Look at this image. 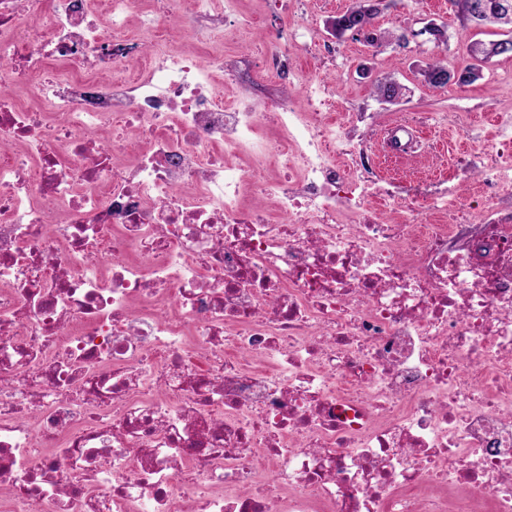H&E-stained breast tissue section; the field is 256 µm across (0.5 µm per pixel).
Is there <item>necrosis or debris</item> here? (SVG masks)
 <instances>
[{
    "mask_svg": "<svg viewBox=\"0 0 512 512\" xmlns=\"http://www.w3.org/2000/svg\"><path fill=\"white\" fill-rule=\"evenodd\" d=\"M142 2L0 0V512H512V138L425 191L311 88L267 178L170 45L302 79L278 0Z\"/></svg>",
    "mask_w": 512,
    "mask_h": 512,
    "instance_id": "obj_1",
    "label": "necrosis or debris"
}]
</instances>
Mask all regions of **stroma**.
Masks as SVG:
<instances>
[{"label":"stroma","instance_id":"1","mask_svg":"<svg viewBox=\"0 0 512 512\" xmlns=\"http://www.w3.org/2000/svg\"><path fill=\"white\" fill-rule=\"evenodd\" d=\"M291 2L281 21L290 37L313 47L312 57L302 63L307 77L334 90L324 111L339 117L367 112L384 129L401 114L424 113L436 133H418L412 157L420 165L436 163L438 175H452L462 192L472 191L475 175L457 166L456 160L462 155L495 152L501 130L512 119V55L483 63L481 78L469 85L451 83L433 89L421 71L436 57L448 69H463L473 62L469 47L474 41L506 38L507 29L462 27L451 0H396L375 17L372 31L382 40L372 46L348 36L334 38L327 30L328 20L345 12L353 0ZM431 19L446 24V41L438 44L420 36V29ZM401 34L406 35V42H398ZM379 80L400 85L401 98L389 101L377 94L374 84Z\"/></svg>","mask_w":512,"mask_h":512}]
</instances>
